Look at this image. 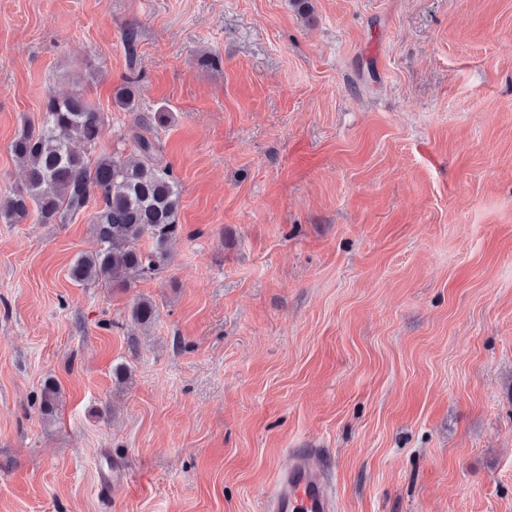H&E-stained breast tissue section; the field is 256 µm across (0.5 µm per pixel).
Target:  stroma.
Listing matches in <instances>:
<instances>
[{"instance_id": "obj_1", "label": "stroma", "mask_w": 512, "mask_h": 512, "mask_svg": "<svg viewBox=\"0 0 512 512\" xmlns=\"http://www.w3.org/2000/svg\"><path fill=\"white\" fill-rule=\"evenodd\" d=\"M312 4L0 0V197L80 85L182 226L114 288L88 215L0 222V512H261L292 448L338 512H512V0Z\"/></svg>"}]
</instances>
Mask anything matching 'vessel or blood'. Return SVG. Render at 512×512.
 I'll list each match as a JSON object with an SVG mask.
<instances>
[{"label":"vessel or blood","mask_w":512,"mask_h":512,"mask_svg":"<svg viewBox=\"0 0 512 512\" xmlns=\"http://www.w3.org/2000/svg\"><path fill=\"white\" fill-rule=\"evenodd\" d=\"M264 512H335L326 471L309 450L296 448L285 468L277 471Z\"/></svg>","instance_id":"obj_1"}]
</instances>
